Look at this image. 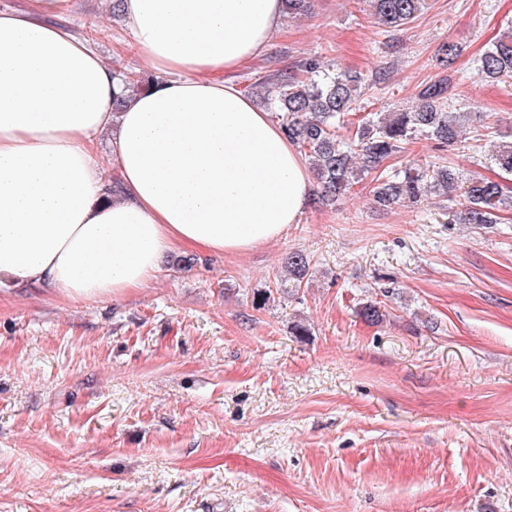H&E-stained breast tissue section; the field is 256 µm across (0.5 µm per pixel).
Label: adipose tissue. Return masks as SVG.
Masks as SVG:
<instances>
[{
  "label": "adipose tissue",
  "instance_id": "ef3b65f1",
  "mask_svg": "<svg viewBox=\"0 0 512 512\" xmlns=\"http://www.w3.org/2000/svg\"><path fill=\"white\" fill-rule=\"evenodd\" d=\"M29 2L0 11V284L115 297L147 286L168 253L241 254L297 223L300 154L221 79L266 52L282 0H122L160 78L118 112L122 82L63 22L68 0Z\"/></svg>",
  "mask_w": 512,
  "mask_h": 512
}]
</instances>
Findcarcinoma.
Here are the masks:
<instances>
[{
  "label": "carcinoma",
  "instance_id": "1",
  "mask_svg": "<svg viewBox=\"0 0 512 512\" xmlns=\"http://www.w3.org/2000/svg\"><path fill=\"white\" fill-rule=\"evenodd\" d=\"M378 21L388 27H401L412 21L423 8L424 0H367ZM461 53L453 42L443 43L441 65L451 67ZM479 79L505 83L512 79V35H506L475 59ZM363 75L336 72L314 59L304 74H284L277 80L271 101L274 114L288 139L310 160L317 181V203L328 206L355 183L372 174L373 196L383 207L417 202L430 191L448 195L462 191L464 209L454 217L462 224H497L500 213L512 209V191L499 181L473 177L466 180L446 166L408 167L396 172L384 162L421 133L438 144L450 147L459 142L468 112H448L450 85L438 81L419 93L420 106L412 112H393L383 118L368 113L352 120V105L361 94ZM344 128L350 136L338 134ZM493 164L512 176V140L502 141L491 155ZM310 271V262L301 252L288 261V281L298 286Z\"/></svg>",
  "mask_w": 512,
  "mask_h": 512
}]
</instances>
